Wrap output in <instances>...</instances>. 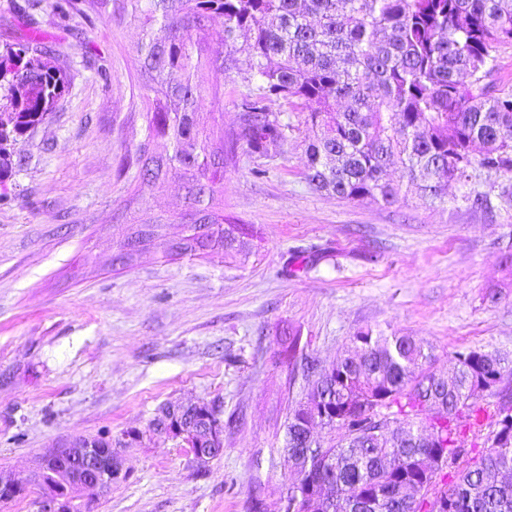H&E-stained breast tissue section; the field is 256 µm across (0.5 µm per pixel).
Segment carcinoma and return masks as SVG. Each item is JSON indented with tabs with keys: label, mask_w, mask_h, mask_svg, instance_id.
<instances>
[{
	"label": "carcinoma",
	"mask_w": 512,
	"mask_h": 512,
	"mask_svg": "<svg viewBox=\"0 0 512 512\" xmlns=\"http://www.w3.org/2000/svg\"><path fill=\"white\" fill-rule=\"evenodd\" d=\"M142 24V67L157 94L148 112V140L165 152L142 160L141 184L169 170L201 185L207 221L190 227L182 253L218 238L226 255L249 256V225L215 209V185L238 144L257 159L280 154L288 125L268 103L300 101L317 128L309 138L306 180L316 191L386 206L399 201L401 180L420 173L422 197L443 202L450 183L483 170L512 177V90L485 82L496 44L512 41V0H126ZM217 24L228 51L246 55L256 92L243 99L241 123L229 142L224 129L206 133L197 120L206 67L192 32ZM248 33L237 45L240 32ZM38 39L0 52V181L12 172L4 145L42 123L66 88V76L43 61ZM396 159L400 180L386 179ZM145 242L169 254L162 224H145ZM422 342L399 333L359 330L328 366L331 400L288 414L286 446L306 444L317 416L336 432L328 448H309L311 466L332 473L321 512H512V397L498 386L512 361L467 348L444 380L425 367ZM499 398L497 430L466 464L461 422L485 414L484 397ZM437 447L417 444L420 434ZM413 487L410 501L400 498Z\"/></svg>",
	"instance_id": "1"
}]
</instances>
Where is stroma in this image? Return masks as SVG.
I'll use <instances>...</instances> for the list:
<instances>
[{"label": "stroma", "instance_id": "1", "mask_svg": "<svg viewBox=\"0 0 512 512\" xmlns=\"http://www.w3.org/2000/svg\"><path fill=\"white\" fill-rule=\"evenodd\" d=\"M0 0V49L38 28L68 88L54 112L11 147L0 197V473L28 470L59 439L143 431L127 449V479L94 512H249L260 492L279 512L292 471L284 455L289 410L311 387L288 361L330 364L357 330L413 336L439 376L463 347L512 359V179L475 173L429 203L414 184L385 207L317 192L304 178L305 115L280 100V154L238 148L224 168V216L251 225L249 257L163 256L147 247L114 262L123 225L161 222L182 236L192 210L169 174L140 188L146 137L141 25L124 0ZM204 125L234 133L255 86L246 61L204 72ZM267 173L258 178L257 166ZM488 194L490 208L468 195ZM331 258L291 277L293 250ZM219 401L231 427L224 452L193 462L148 432L178 400Z\"/></svg>", "mask_w": 512, "mask_h": 512}]
</instances>
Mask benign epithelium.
Wrapping results in <instances>:
<instances>
[{"label":"benign epithelium","instance_id":"benign-epithelium-1","mask_svg":"<svg viewBox=\"0 0 512 512\" xmlns=\"http://www.w3.org/2000/svg\"><path fill=\"white\" fill-rule=\"evenodd\" d=\"M198 410L204 415L201 421L193 417ZM149 428L158 436L180 442L198 462H206L224 451V420L220 404L214 400L170 402L158 410ZM141 438L136 429L123 434L111 441L104 456L99 445L90 439L58 440L40 454L28 471L0 474V501L35 492L39 495L40 512H82L90 492H101L112 486V481L126 476L122 458L115 449L128 448ZM65 460L72 465H61ZM294 472L305 477L304 482L296 483L305 490L302 498L313 507L321 504V475L314 474L308 464L294 468Z\"/></svg>","mask_w":512,"mask_h":512}]
</instances>
